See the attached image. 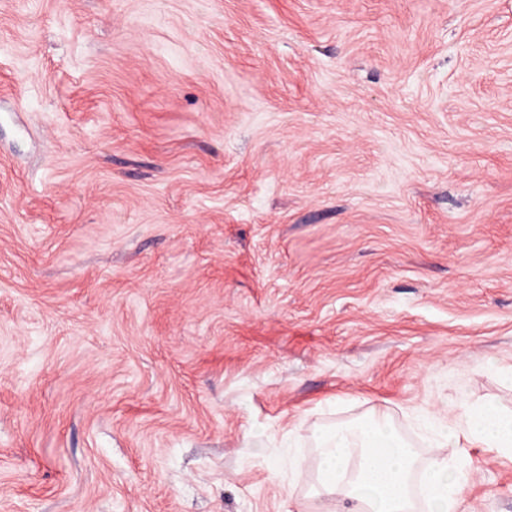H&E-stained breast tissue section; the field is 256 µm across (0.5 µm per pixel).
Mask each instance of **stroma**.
<instances>
[{"label":"stroma","mask_w":512,"mask_h":512,"mask_svg":"<svg viewBox=\"0 0 512 512\" xmlns=\"http://www.w3.org/2000/svg\"><path fill=\"white\" fill-rule=\"evenodd\" d=\"M511 374L512 0H0V512H335ZM317 439V496L346 498L350 505L343 512L417 511L410 484L420 451L388 414L374 411L357 423L337 424L321 430Z\"/></svg>","instance_id":"obj_1"}]
</instances>
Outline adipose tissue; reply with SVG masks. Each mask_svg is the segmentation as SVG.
I'll return each instance as SVG.
<instances>
[{
    "mask_svg": "<svg viewBox=\"0 0 512 512\" xmlns=\"http://www.w3.org/2000/svg\"><path fill=\"white\" fill-rule=\"evenodd\" d=\"M317 439L321 454L316 493L346 498V512H416L410 493L416 474L435 512H456L468 481L465 470L443 457L421 464L419 449L388 414L375 411L359 422L326 428ZM473 444L512 454V412L490 401L461 403L458 414L440 426L434 445Z\"/></svg>",
    "mask_w": 512,
    "mask_h": 512,
    "instance_id": "obj_1",
    "label": "adipose tissue"
}]
</instances>
